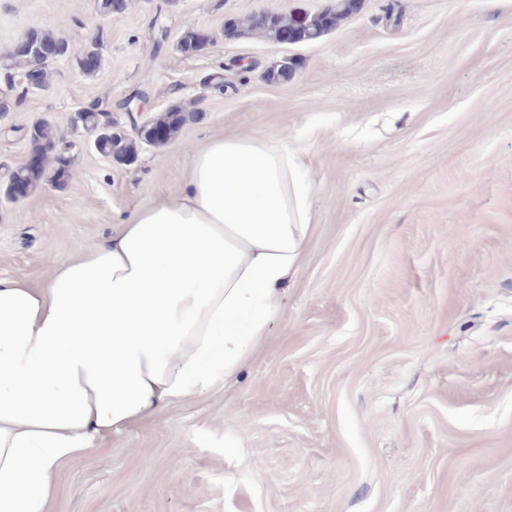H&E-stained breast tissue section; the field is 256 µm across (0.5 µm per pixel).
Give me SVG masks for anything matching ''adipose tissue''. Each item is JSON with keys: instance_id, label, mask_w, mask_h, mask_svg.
Listing matches in <instances>:
<instances>
[{"instance_id": "1", "label": "adipose tissue", "mask_w": 512, "mask_h": 512, "mask_svg": "<svg viewBox=\"0 0 512 512\" xmlns=\"http://www.w3.org/2000/svg\"><path fill=\"white\" fill-rule=\"evenodd\" d=\"M310 195L287 145L218 136L178 195L45 279L0 277V512H51L66 462L240 376L306 262Z\"/></svg>"}]
</instances>
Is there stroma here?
I'll return each mask as SVG.
<instances>
[{
    "label": "stroma",
    "instance_id": "35a3bbf8",
    "mask_svg": "<svg viewBox=\"0 0 512 512\" xmlns=\"http://www.w3.org/2000/svg\"><path fill=\"white\" fill-rule=\"evenodd\" d=\"M330 2L125 0L104 17L97 0H0V56L44 27L102 55L90 77L54 61L0 115V175L44 118L72 158L63 184L0 193L1 277L42 278L176 192L217 134L284 142L312 187L307 262L239 381L66 463L56 512H512V0H361L315 41L224 35ZM191 29L209 42L188 56ZM284 57L292 76L268 81ZM135 92L149 114L200 116L126 165L70 117L94 105L129 130Z\"/></svg>",
    "mask_w": 512,
    "mask_h": 512
}]
</instances>
